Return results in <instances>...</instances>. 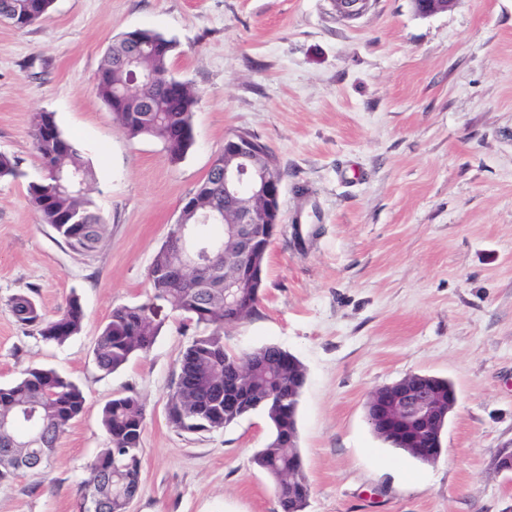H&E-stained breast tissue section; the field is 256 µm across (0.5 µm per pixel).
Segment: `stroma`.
I'll use <instances>...</instances> for the list:
<instances>
[{"mask_svg": "<svg viewBox=\"0 0 512 512\" xmlns=\"http://www.w3.org/2000/svg\"><path fill=\"white\" fill-rule=\"evenodd\" d=\"M172 39V73L194 87V144L170 162L129 138L95 94L113 39ZM51 112L79 144L104 221L89 256L42 224L28 200L44 175L30 137ZM260 137L286 171L281 226L255 315L226 325L236 353L274 344L305 368L299 447L305 512H512V0H455L424 16L414 0H373L345 21L333 0H54L26 28L0 23V385L53 369L86 397L46 467L0 482V512H77L87 467L107 443L103 406L146 408L140 490L129 512H280L253 462L262 412L196 434L167 403L181 354L208 327L154 301L147 357L108 373L93 348L114 307L152 301L147 279L182 206L227 135ZM46 313L78 297L82 330L47 343L9 300ZM411 373L448 379L458 402L432 464L375 437L364 405Z\"/></svg>", "mask_w": 512, "mask_h": 512, "instance_id": "stroma-1", "label": "stroma"}]
</instances>
